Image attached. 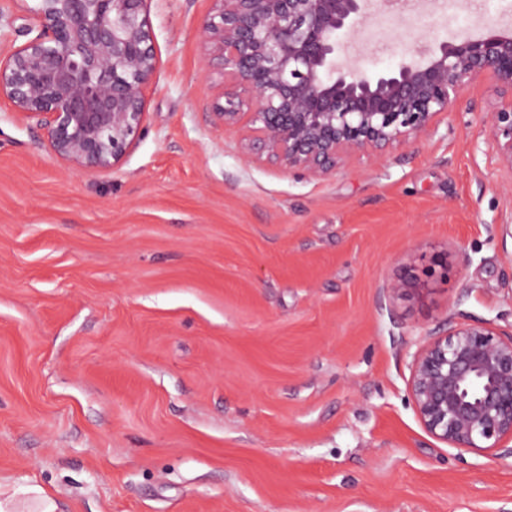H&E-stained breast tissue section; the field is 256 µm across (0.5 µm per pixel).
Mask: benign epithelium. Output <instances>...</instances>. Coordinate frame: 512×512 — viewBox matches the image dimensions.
Returning a JSON list of instances; mask_svg holds the SVG:
<instances>
[{
    "label": "benign epithelium",
    "mask_w": 512,
    "mask_h": 512,
    "mask_svg": "<svg viewBox=\"0 0 512 512\" xmlns=\"http://www.w3.org/2000/svg\"><path fill=\"white\" fill-rule=\"evenodd\" d=\"M151 0H36L29 39L0 58V101L46 132L63 161L104 171L141 136L158 67ZM199 35L224 70L213 116L243 132L254 161L336 171L434 135L472 81L499 98L486 121L512 172V28L404 54L382 72L339 67L373 0H213ZM408 390L423 429L459 450L512 448V332L448 322L413 356Z\"/></svg>",
    "instance_id": "1"
}]
</instances>
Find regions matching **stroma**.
Here are the masks:
<instances>
[{
    "instance_id": "1",
    "label": "stroma",
    "mask_w": 512,
    "mask_h": 512,
    "mask_svg": "<svg viewBox=\"0 0 512 512\" xmlns=\"http://www.w3.org/2000/svg\"><path fill=\"white\" fill-rule=\"evenodd\" d=\"M35 0H0V55ZM211 0H151L145 132L67 165L0 103V495L55 512H512V457L449 447L408 395L457 322L512 330V174L470 84L437 134L316 179L215 125ZM355 35L374 72L512 0H404ZM413 276L394 296L389 281Z\"/></svg>"
}]
</instances>
